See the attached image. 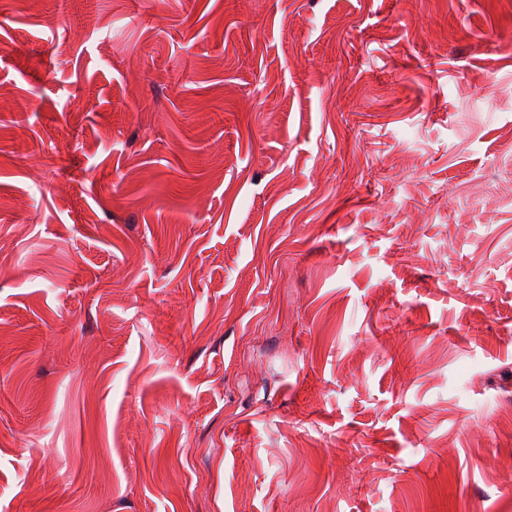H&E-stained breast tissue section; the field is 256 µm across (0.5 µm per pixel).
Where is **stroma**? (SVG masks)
I'll return each mask as SVG.
<instances>
[{
  "label": "stroma",
  "mask_w": 512,
  "mask_h": 512,
  "mask_svg": "<svg viewBox=\"0 0 512 512\" xmlns=\"http://www.w3.org/2000/svg\"><path fill=\"white\" fill-rule=\"evenodd\" d=\"M0 512H512V0H0Z\"/></svg>",
  "instance_id": "stroma-1"
}]
</instances>
